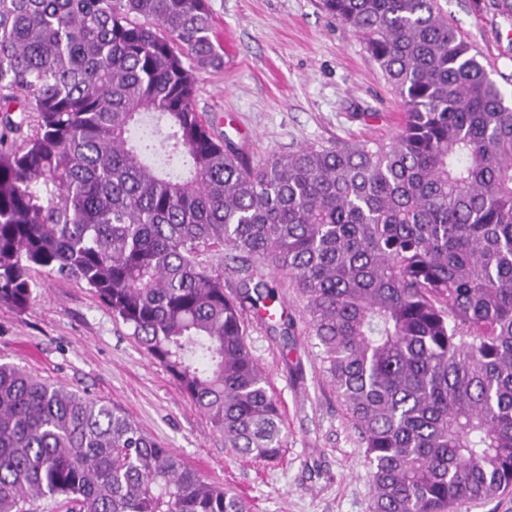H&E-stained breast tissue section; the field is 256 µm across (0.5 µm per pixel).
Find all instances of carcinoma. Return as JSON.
<instances>
[{
    "label": "carcinoma",
    "instance_id": "1",
    "mask_svg": "<svg viewBox=\"0 0 512 512\" xmlns=\"http://www.w3.org/2000/svg\"><path fill=\"white\" fill-rule=\"evenodd\" d=\"M398 93L391 138L245 161L196 108L223 63L207 0H0V306L72 277L132 330L236 455L283 450L243 310L306 297L365 445L371 512L512 490V105L439 0H321ZM249 512L109 404L0 363V512ZM226 252L227 251H225L224 248L214 249L208 252L203 258L206 259L207 263L213 269L219 272L224 270V281L226 282V285L230 287L228 288L230 290L235 289L234 287L236 286L237 281L243 275L241 273L233 272L230 268V265L234 266V264L225 259ZM226 263H229L230 265H226Z\"/></svg>",
    "mask_w": 512,
    "mask_h": 512
}]
</instances>
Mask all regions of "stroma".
I'll list each match as a JSON object with an SVG mask.
<instances>
[{
  "label": "stroma",
  "mask_w": 512,
  "mask_h": 512,
  "mask_svg": "<svg viewBox=\"0 0 512 512\" xmlns=\"http://www.w3.org/2000/svg\"><path fill=\"white\" fill-rule=\"evenodd\" d=\"M448 21L512 96V0H439ZM224 44L219 69L196 72V106L250 161L302 146L386 140L403 107L361 36L319 0H208ZM278 290L290 319L272 330L245 311L247 344L282 411L284 451L236 456L223 435L150 359L130 329L82 283L35 273L22 314L0 308V363L120 408L203 478L250 512H369L365 449L317 357L306 298L287 274L253 267Z\"/></svg>",
  "instance_id": "35a3bbf8"
}]
</instances>
